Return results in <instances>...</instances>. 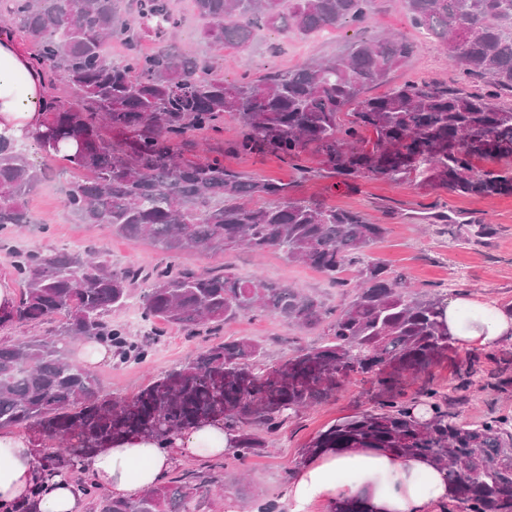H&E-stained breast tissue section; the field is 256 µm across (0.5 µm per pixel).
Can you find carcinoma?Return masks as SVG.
I'll use <instances>...</instances> for the list:
<instances>
[{
	"label": "carcinoma",
	"mask_w": 512,
	"mask_h": 512,
	"mask_svg": "<svg viewBox=\"0 0 512 512\" xmlns=\"http://www.w3.org/2000/svg\"><path fill=\"white\" fill-rule=\"evenodd\" d=\"M376 0H193L204 35L224 50H243L257 31L313 36L352 25L368 29ZM412 26L445 49L463 79L486 92L453 91L420 81L377 97L417 45L402 36L358 37L344 52L266 76L227 82L217 62L161 42L139 43L179 28L171 0H0V34L30 43L32 67L46 82L43 129L0 134V233L29 223L25 205L47 176L19 141L32 140L49 160L93 175L70 180L63 203L83 224H106L120 237H145L166 255L151 271L115 267L102 253L52 248L14 253L18 302L0 313V330L65 317L52 336L0 341V429L31 432L41 470L77 476L92 512H198L226 470L188 471L138 495L115 498L83 478V459L137 437L162 447L207 422L233 434L239 464L305 409L333 398L355 377L377 387L375 407L318 432L302 448L306 461L328 450L381 448L427 458L448 474L456 512H512V417L475 423L448 412V395L404 387L455 359L443 320L448 289H410L401 275L370 256L387 233L357 211L295 198L288 185L224 166V157L187 158L189 133L223 131L237 117L230 149L273 153L298 167L315 147L349 190L368 177L416 182L459 196L512 197V0H404ZM127 54L109 55L114 42ZM66 91L60 94L56 84ZM350 119H342L344 112ZM488 164L480 169L476 163ZM244 248L276 251L310 266L336 286L338 301L259 276L245 279L184 268L190 253ZM355 271L352 278L345 276ZM137 299L145 320L161 319L186 336H213L240 316L273 314L301 329H322L315 346H298L267 363L262 346L226 337L197 349L185 363L156 375L129 399L101 395L94 373L69 360L70 344L96 340L120 361L145 360L149 337L128 339L112 312ZM331 512H371L362 497Z\"/></svg>",
	"instance_id": "carcinoma-1"
}]
</instances>
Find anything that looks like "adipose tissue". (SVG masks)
I'll return each instance as SVG.
<instances>
[{"instance_id":"1","label":"adipose tissue","mask_w":512,"mask_h":512,"mask_svg":"<svg viewBox=\"0 0 512 512\" xmlns=\"http://www.w3.org/2000/svg\"><path fill=\"white\" fill-rule=\"evenodd\" d=\"M42 79L25 54L9 40H0V132L14 135L40 128L44 113ZM444 320L461 349H496L512 337V315L499 307L467 298L449 300ZM223 422L206 424L177 438L173 447L141 437L123 441L88 455L84 468L106 493L129 497L162 482L175 464L189 456L219 457L228 451ZM355 471L348 483L336 480L340 471ZM40 496H33L37 482ZM444 470L419 457L357 448L326 453L303 465L288 489L290 512H306L317 501L365 496L372 512H430L448 498ZM32 500L37 512H86L85 498L74 481L58 477L42 481L30 439L0 432V503Z\"/></svg>"}]
</instances>
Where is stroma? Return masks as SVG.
I'll use <instances>...</instances> for the list:
<instances>
[{"label": "stroma", "instance_id": "1", "mask_svg": "<svg viewBox=\"0 0 512 512\" xmlns=\"http://www.w3.org/2000/svg\"><path fill=\"white\" fill-rule=\"evenodd\" d=\"M382 32H395L417 43L415 54L393 74V82L426 79L451 88L458 86V73L447 54L413 28L402 0H383L370 29L374 36ZM355 34V29L347 26L312 40H286L275 30L265 29L246 50L225 57L222 73L230 81L243 77L259 81L269 72L337 54ZM237 130V120L228 116L223 134L192 133L189 157L201 160L220 151L230 169L287 183L292 194L299 197L363 212L371 222L387 228L385 238L373 249L375 256L385 260L393 271L404 274L415 289L442 286L452 298L488 301L501 308L512 303V197L459 196L427 190L414 182L395 186L368 178L361 179L359 191L352 192L328 171L315 148H308L304 155V165L313 172L307 179L274 155L251 157L230 151L228 144ZM28 153L35 164L45 163L36 146H29ZM48 166L47 179L29 203L34 223L13 229L0 239V280L13 279L11 253L23 249L81 247L107 253L118 265L145 269L164 265L163 256L146 241L114 236L101 224L80 223L62 204V189L72 176L71 170L60 161ZM466 224H487L493 232L477 243L453 245V232ZM181 263L214 274L223 272L229 264L243 276L285 282L318 293L328 301L336 299L335 288L323 274L288 263L275 252L260 258L246 251L229 257L195 253L182 257ZM112 321L124 327L132 338L152 337L153 345L146 361L124 363L115 357L95 366L100 390L109 397H132L153 375L191 358L201 344L200 339H188L176 327L155 328L143 320L135 303L114 313ZM222 334L260 341L271 364L286 358L297 346L320 341L319 336L301 332L270 314L240 318L225 325ZM461 370V363L444 361L435 365L430 374L431 382L451 385L449 411L470 423L489 416L512 415V388L500 389L501 374L495 362L485 361L481 373L467 380L462 379ZM375 393L371 382L359 379L347 383L330 400L304 411L290 423L286 434L274 437L268 452L244 464L246 487L242 493H229V500L240 512H253L260 502L274 504L275 512H289L286 493L296 476L301 448L328 425L371 408Z\"/></svg>", "mask_w": 512, "mask_h": 512}]
</instances>
